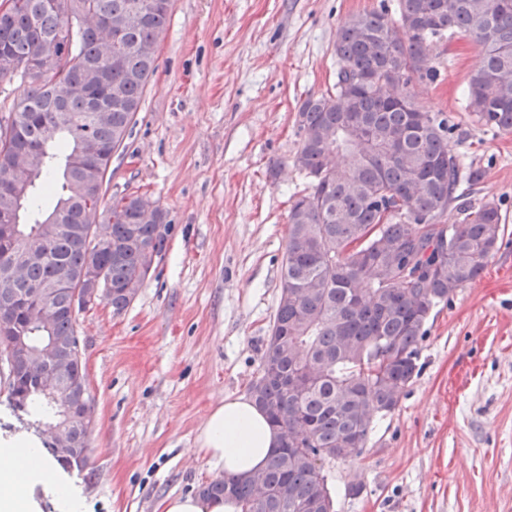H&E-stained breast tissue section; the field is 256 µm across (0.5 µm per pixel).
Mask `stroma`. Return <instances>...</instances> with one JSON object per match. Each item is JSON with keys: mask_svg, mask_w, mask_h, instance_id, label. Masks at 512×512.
I'll return each instance as SVG.
<instances>
[{"mask_svg": "<svg viewBox=\"0 0 512 512\" xmlns=\"http://www.w3.org/2000/svg\"><path fill=\"white\" fill-rule=\"evenodd\" d=\"M397 0H174L158 68L113 155L108 196L157 201L165 250L130 306L76 315L92 423L87 465L66 478L81 512H160L223 478L200 449L210 410L260 374L294 194L296 116L336 81L335 42L355 14ZM418 104L448 117V149L479 168L504 236L475 282L439 304L420 373L373 423L362 454L328 464L336 512H512V134L465 109L480 50L432 47Z\"/></svg>", "mask_w": 512, "mask_h": 512, "instance_id": "obj_1", "label": "stroma"}]
</instances>
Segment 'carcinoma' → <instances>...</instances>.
<instances>
[{
	"label": "carcinoma",
	"mask_w": 512,
	"mask_h": 512,
	"mask_svg": "<svg viewBox=\"0 0 512 512\" xmlns=\"http://www.w3.org/2000/svg\"><path fill=\"white\" fill-rule=\"evenodd\" d=\"M173 0H11L0 17V72L26 84L14 111L0 120V218L15 220L22 241L45 260L19 284L0 282V347L23 339L29 349L77 345L68 313L75 287L60 289L61 315L52 332L37 321V302L23 301L45 280L72 278L99 263L112 285L108 303L121 313L153 272L165 249L159 205L128 194L102 208L112 155L129 135L157 70L145 51L164 37ZM87 21L78 24L79 16ZM463 35L481 49L469 77L467 109L477 123L512 133V0H399L387 10L352 16L335 45L333 88L310 95L297 112L302 133L294 165L310 186L288 212V243L280 294L249 394L293 449L274 451L265 468L201 487L208 498L240 512H334L325 464L361 454L375 416L394 411L418 374L419 342L435 306L476 281L501 238L495 200L467 204L461 183L482 172L463 169L448 152V119L418 105L414 84L432 81V44ZM51 54L56 63L35 74L18 65ZM76 88L59 103L54 88ZM95 149L82 151L83 142ZM36 160L25 185L15 168ZM89 192L71 202V178ZM57 198L42 216V196ZM451 208L463 217L442 220ZM111 225L110 238L88 247L67 228L89 211ZM9 405L38 428L58 417L56 401L17 373ZM90 428L73 436L88 459Z\"/></svg>",
	"instance_id": "obj_1"
}]
</instances>
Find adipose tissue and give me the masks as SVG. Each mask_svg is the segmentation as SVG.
Segmentation results:
<instances>
[{
	"mask_svg": "<svg viewBox=\"0 0 512 512\" xmlns=\"http://www.w3.org/2000/svg\"><path fill=\"white\" fill-rule=\"evenodd\" d=\"M201 448L225 476H246L264 468L279 433L247 395L225 398L207 416L200 436ZM53 486L58 500L69 512L81 503L67 485L58 483L54 465L38 441L21 436L0 448V512H27L34 480Z\"/></svg>",
	"mask_w": 512,
	"mask_h": 512,
	"instance_id": "ef3b65f1",
	"label": "adipose tissue"
}]
</instances>
